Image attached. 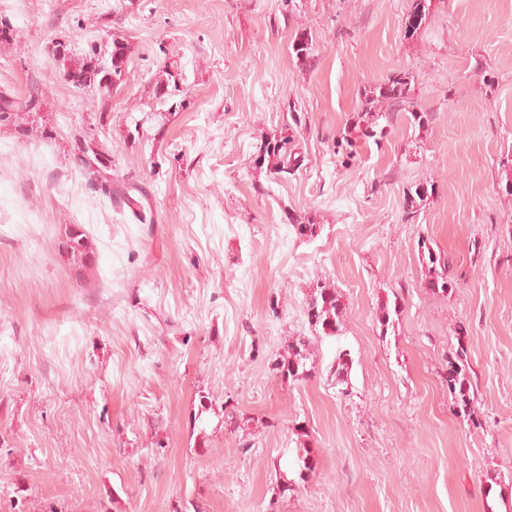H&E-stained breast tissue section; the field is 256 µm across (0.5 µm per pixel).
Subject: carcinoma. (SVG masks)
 Returning a JSON list of instances; mask_svg holds the SVG:
<instances>
[{
  "mask_svg": "<svg viewBox=\"0 0 512 512\" xmlns=\"http://www.w3.org/2000/svg\"><path fill=\"white\" fill-rule=\"evenodd\" d=\"M129 47L116 39L112 40V49L102 52V49L94 43L88 44V48L78 50L70 44L61 41L52 43L53 56L62 62H69V67L64 71L66 79L78 88H93L104 100L111 97L114 88L118 87L124 80ZM412 75L399 73L388 80V83L378 89L369 90L365 93V104L371 105L379 99H386L393 102L396 107L412 106ZM39 101L33 97L18 99L6 93H0V121L6 120L9 115L19 112H31L38 108ZM390 112H363L357 117L350 127L345 129L340 140L336 141L334 154H342L346 157H353L357 146L377 136L376 127L380 120L390 121ZM291 138L282 136L272 143L266 144V153L276 159L275 170L278 173L288 172L292 160L288 158V143ZM80 163L88 168L95 163H103L101 152L97 151L92 144L83 143L78 146ZM421 249L422 266L424 268L425 287L432 291L444 293L453 290L458 285V279L452 273L453 264L448 256L438 254L433 247L427 244L426 240L418 242ZM345 304L341 296L330 288L317 287L313 289L306 305V314L314 325L321 330L325 337H336L341 332L342 319L345 314ZM466 348L459 346L457 360L448 362L446 368L448 392L457 401V407L472 419V427L479 429L482 424L473 420L471 401L469 394V379L467 368L464 363ZM311 353L309 341L300 337L288 348V355L278 361L277 370L281 375L299 380L309 376L315 369L310 363ZM349 353L345 350H338L336 358L329 371L331 380L335 386L341 387V393H346L344 385L348 384ZM315 468V460L311 449L301 446L291 453L286 463V470L279 472L280 494L293 490L296 480L306 481L309 472Z\"/></svg>",
  "mask_w": 512,
  "mask_h": 512,
  "instance_id": "cac0c4a2",
  "label": "carcinoma"
}]
</instances>
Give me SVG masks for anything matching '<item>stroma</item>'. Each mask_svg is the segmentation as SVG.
I'll return each instance as SVG.
<instances>
[{"label": "stroma", "instance_id": "1", "mask_svg": "<svg viewBox=\"0 0 512 512\" xmlns=\"http://www.w3.org/2000/svg\"><path fill=\"white\" fill-rule=\"evenodd\" d=\"M413 3L0 0V91L41 100L0 122V512H512V0H432L411 33ZM116 39L104 101L49 52ZM401 71L413 110L380 101L385 137L340 163L365 89ZM283 130L298 164L277 173ZM89 139L106 167L76 162ZM422 237L460 288L424 287ZM318 284L342 332L282 378ZM461 346L477 430L444 381ZM300 444L316 467L280 494ZM349 352L339 349L336 358L329 371L330 381H334L336 387L346 385V388H339L342 394L346 393L348 387Z\"/></svg>", "mask_w": 512, "mask_h": 512}]
</instances>
